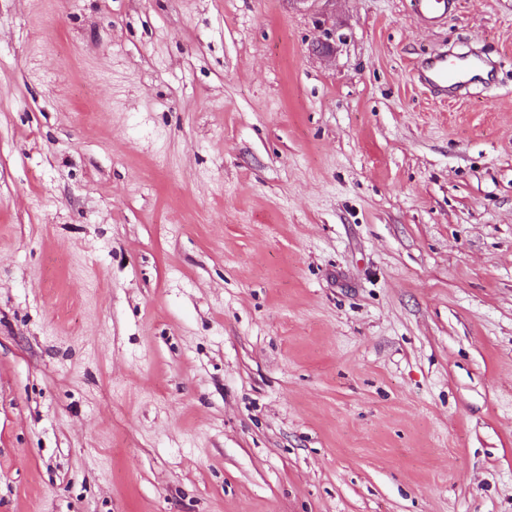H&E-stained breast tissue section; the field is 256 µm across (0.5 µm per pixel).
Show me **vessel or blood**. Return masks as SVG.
Wrapping results in <instances>:
<instances>
[{
    "label": "vessel or blood",
    "mask_w": 512,
    "mask_h": 512,
    "mask_svg": "<svg viewBox=\"0 0 512 512\" xmlns=\"http://www.w3.org/2000/svg\"><path fill=\"white\" fill-rule=\"evenodd\" d=\"M457 0H412L417 16L428 24L439 25ZM488 69L478 55L463 53L451 55L441 52L421 59L416 68L417 81L425 88L445 98L466 95L469 88L481 81Z\"/></svg>",
    "instance_id": "obj_1"
}]
</instances>
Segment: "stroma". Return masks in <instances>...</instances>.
Returning a JSON list of instances; mask_svg holds the SVG:
<instances>
[{"label":"stroma","mask_w":512,"mask_h":512,"mask_svg":"<svg viewBox=\"0 0 512 512\" xmlns=\"http://www.w3.org/2000/svg\"><path fill=\"white\" fill-rule=\"evenodd\" d=\"M0 512H512V0H0ZM456 2L457 0H412L414 13L434 26L442 22ZM490 64L472 53L448 55V51L421 59L415 68L417 81L445 98L468 94L469 87L481 82Z\"/></svg>","instance_id":"stroma-1"}]
</instances>
